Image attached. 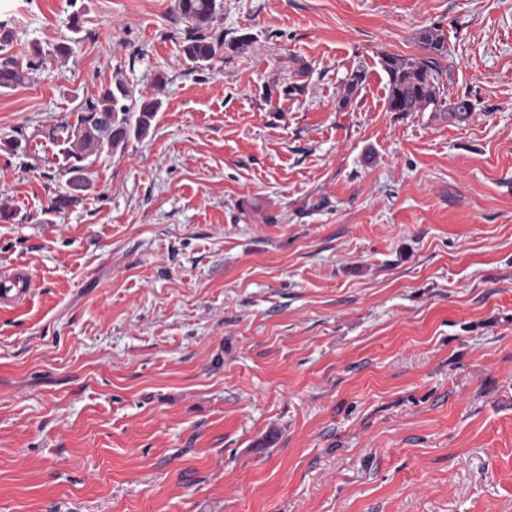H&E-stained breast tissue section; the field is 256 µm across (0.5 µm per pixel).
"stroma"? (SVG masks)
Returning <instances> with one entry per match:
<instances>
[{
	"mask_svg": "<svg viewBox=\"0 0 512 512\" xmlns=\"http://www.w3.org/2000/svg\"><path fill=\"white\" fill-rule=\"evenodd\" d=\"M221 4L199 66L176 0H0V512H512V0ZM433 25L463 123L385 106ZM118 80L148 134L50 211ZM25 79L22 66L12 58H0V88H13ZM33 288V278L28 270L16 268L3 271L0 279V306L14 305L26 300Z\"/></svg>",
	"mask_w": 512,
	"mask_h": 512,
	"instance_id": "stroma-1",
	"label": "stroma"
}]
</instances>
